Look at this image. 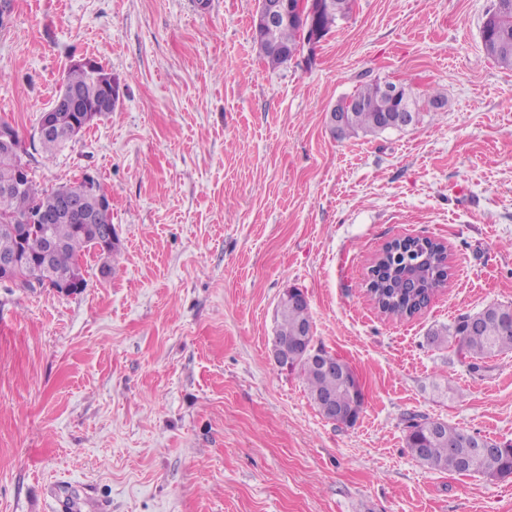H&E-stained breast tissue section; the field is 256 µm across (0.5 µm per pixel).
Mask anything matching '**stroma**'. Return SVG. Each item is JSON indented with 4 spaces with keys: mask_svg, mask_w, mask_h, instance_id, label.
Returning <instances> with one entry per match:
<instances>
[{
    "mask_svg": "<svg viewBox=\"0 0 512 512\" xmlns=\"http://www.w3.org/2000/svg\"><path fill=\"white\" fill-rule=\"evenodd\" d=\"M491 6L353 0L273 68L256 0H0V121L41 186L93 175L118 237L76 294L0 281V512H512V476L406 448L420 416L512 444V352L475 371L430 339L512 305V69L483 49ZM86 56L116 109L45 160L39 115ZM374 81L406 84L420 122L334 139L329 110ZM409 235L445 242L455 275L392 319L361 282ZM291 287L314 347L359 379L354 426L274 361Z\"/></svg>",
    "mask_w": 512,
    "mask_h": 512,
    "instance_id": "35a3bbf8",
    "label": "stroma"
}]
</instances>
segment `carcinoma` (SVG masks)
Wrapping results in <instances>:
<instances>
[{"label": "carcinoma", "instance_id": "carcinoma-1", "mask_svg": "<svg viewBox=\"0 0 512 512\" xmlns=\"http://www.w3.org/2000/svg\"><path fill=\"white\" fill-rule=\"evenodd\" d=\"M335 2L345 4L344 13H338L334 8H321L311 16L287 18L269 34H253L254 43L267 64L278 67L292 60L300 48L309 43L313 32L318 31L324 37L337 27L347 17L351 0ZM499 2L497 12L483 22L482 43L487 55L500 66L512 69V0ZM107 75L102 66L96 70L83 67L68 69L49 111L56 113V119L71 123L76 118V110L66 94L71 90L77 91L86 103L103 99L107 96ZM383 87L380 82L366 83L351 95L337 138L373 137L397 128L389 118L396 113L400 101L383 92ZM14 137L12 150H0V185L13 182L23 164L19 134H14ZM66 144L67 140L58 135L39 142L48 161L53 160ZM86 193V184L82 180L44 190L31 178L27 179V188L23 190L6 194L0 192V256L10 255L19 249L28 259V265L17 278L20 286H45L44 279L40 277V261L48 254L57 272L74 275L80 287H85L80 258L92 250H103L105 238L112 230V211L104 210L96 224H86L78 218L51 224L47 234L43 225L31 224L29 220L38 212L56 209L64 198L83 200L90 206L92 202ZM420 259L423 265L419 266L417 285L410 288L406 274ZM452 277L450 253L442 242L407 236L384 245L371 260L360 287L365 289L380 314L410 319L427 307L431 299L448 286ZM476 315L481 317L477 331L469 332L467 319L471 315L465 314L434 330L433 341L454 345L463 359H483L511 352L512 306L490 304ZM309 320V305L295 303L286 293L282 295L273 336L275 341L288 340L281 350V360L285 361L306 349L308 341L299 336V330L309 324ZM292 370L302 380L315 408H320L321 400L330 398L336 410L342 412L334 422L346 427L356 424L363 412L365 398L354 381L340 372L313 370L302 360ZM431 424L433 420L427 417L416 419L406 437L409 452L420 463L434 470L460 475L479 473L503 478L512 474V445L497 446L479 454L469 447L470 437L465 431L440 423L439 431L431 434L427 431Z\"/></svg>", "mask_w": 512, "mask_h": 512}]
</instances>
